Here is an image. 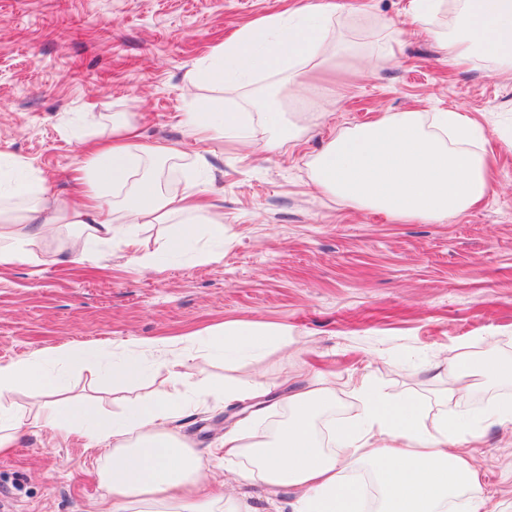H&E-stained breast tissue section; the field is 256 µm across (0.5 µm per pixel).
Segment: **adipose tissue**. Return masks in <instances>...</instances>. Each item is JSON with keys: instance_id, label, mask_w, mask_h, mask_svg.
<instances>
[{"instance_id": "obj_1", "label": "adipose tissue", "mask_w": 512, "mask_h": 512, "mask_svg": "<svg viewBox=\"0 0 512 512\" xmlns=\"http://www.w3.org/2000/svg\"><path fill=\"white\" fill-rule=\"evenodd\" d=\"M451 7L464 31L446 40L449 58L459 65L489 60L512 71V0H410V24L433 31L436 17ZM337 8L336 0H305L289 15L246 25L194 66L195 81L221 85L262 73L282 76L292 88L302 86L305 64L329 53L323 33ZM187 122L198 142L238 136L244 125L242 113H216L206 100L188 112ZM482 136L461 112H437L428 119L419 112L388 113L332 139L315 160L313 182L346 203L398 218L442 221L477 205L493 189L485 151L471 147ZM176 152L171 145L141 142L133 123L113 122L111 142L86 156L77 200H53L44 190L29 199L19 186L13 195L20 205H0V238L14 242L13 248L0 249V266L22 261L26 245L57 224L75 226L67 252L81 259L88 239L121 233L131 247L132 226L166 224L193 211L192 191L161 190L147 173ZM107 185L131 189L134 202L110 199L103 191ZM267 336L261 329L213 331L209 349L183 361V385L197 386L209 354L244 363L258 355ZM446 373V409L435 420L413 397L391 396L363 383L356 388L358 414L321 441L314 418L335 403L336 383L320 377L288 396L289 416L272 441H249L248 428L241 427L225 432L220 447L225 459L249 461V468L238 472L241 479L297 492V512H361L362 486L350 477L361 465L372 471L377 512H452L462 496L470 512H486L482 473L464 446L473 428L459 409L474 385L472 374L453 363ZM51 385L33 359L0 364V396L24 390L37 406L31 416L0 412V455L14 448L29 426L63 432L84 424L91 445L112 450L103 472L110 512H240L229 498L197 499L210 462L174 442L168 425L182 407L169 393L150 392L130 417L110 420L91 417L77 400H49Z\"/></svg>"}]
</instances>
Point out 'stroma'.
Here are the masks:
<instances>
[{
	"mask_svg": "<svg viewBox=\"0 0 512 512\" xmlns=\"http://www.w3.org/2000/svg\"><path fill=\"white\" fill-rule=\"evenodd\" d=\"M325 44L348 54L313 67L302 91L262 74L245 83L190 88V72L245 24L301 0H0V153L28 162L50 193L69 197L84 141L117 118L138 123L147 141L180 147L167 166L178 189L202 183L224 208V238L199 231L197 247L150 268L121 239L89 240L71 261L73 227L27 245L24 261L0 266V363L40 359L63 344L95 349L84 367L45 363L63 397L92 414L124 416L139 396L180 397L174 437L211 461L213 487L245 512H292L293 493L262 481H232L214 456L243 420L270 434L284 396L323 374L342 383L336 421L352 418L353 383H367L442 411L448 387L436 363L486 350L512 359V76L480 60L457 69L432 36L416 31L394 55L386 26L409 0H344ZM276 98L289 120L308 118L298 140L267 148L273 131L260 100ZM246 112L241 137L194 142L185 115L196 99ZM467 113L487 135L494 192L441 222L390 218L314 190L313 162L340 132L386 112ZM268 328L266 351L236 368L214 357L201 383L273 382L263 402L201 403L177 382L180 337L206 347L219 325ZM130 339H159L158 363L132 387L112 366ZM512 402V379L480 375L460 406L481 415ZM262 417H254L257 406ZM475 465L484 468L490 512H512V428L484 422ZM105 452L83 427L60 437L29 427L0 456V512H101Z\"/></svg>",
	"mask_w": 512,
	"mask_h": 512,
	"instance_id": "1",
	"label": "stroma"
}]
</instances>
